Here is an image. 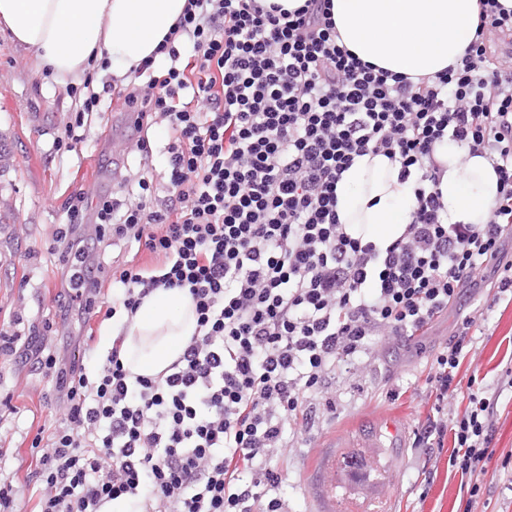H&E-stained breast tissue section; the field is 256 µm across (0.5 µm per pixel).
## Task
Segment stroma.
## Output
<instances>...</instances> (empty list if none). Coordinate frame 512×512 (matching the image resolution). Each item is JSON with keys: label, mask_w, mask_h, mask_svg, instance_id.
Instances as JSON below:
<instances>
[{"label": "stroma", "mask_w": 512, "mask_h": 512, "mask_svg": "<svg viewBox=\"0 0 512 512\" xmlns=\"http://www.w3.org/2000/svg\"><path fill=\"white\" fill-rule=\"evenodd\" d=\"M124 83L103 59L59 86L31 51L0 32V322L19 315L52 319L46 347L68 358L78 351L73 341L78 326L53 319L62 262L52 236L68 221L63 204L72 192L112 191L111 164L125 165L135 154L114 95ZM83 87L98 93L99 103L81 118L83 126H76L74 149H58L65 127L79 119L82 101L72 91ZM487 305L492 312L471 338L472 365L461 377H476L477 387L484 388L512 367V304H491L482 289L464 297L428 331L423 354L373 360L354 381L333 380L335 412L320 417L304 447L285 451L279 490L284 512H325L331 501L342 512H512V482L501 469L512 451L511 391L498 399L495 455L479 475L478 498L468 499L461 491L460 475L448 467L450 448L412 445L414 427L430 411L426 377L435 356L453 335L461 311ZM45 393L46 382L33 363L0 362V410L11 404L24 411L0 425L9 446L0 479L12 482L23 500L30 496L35 430L54 427L55 412L47 407ZM360 438L379 442L384 465L377 476L380 491L367 501L344 484L348 446Z\"/></svg>", "instance_id": "obj_1"}]
</instances>
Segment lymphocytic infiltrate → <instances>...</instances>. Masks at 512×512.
Returning <instances> with one entry per match:
<instances>
[{
	"instance_id": "obj_1",
	"label": "lymphocytic infiltrate",
	"mask_w": 512,
	"mask_h": 512,
	"mask_svg": "<svg viewBox=\"0 0 512 512\" xmlns=\"http://www.w3.org/2000/svg\"><path fill=\"white\" fill-rule=\"evenodd\" d=\"M475 40L434 77L362 63L341 43L330 0L291 12L263 0H188L155 57L120 88L133 113L137 179L116 191L73 192L54 242L65 258L60 320L135 313L159 288L187 290L197 327L164 372L131 375L121 344L95 369L38 343L35 323L0 330V355L35 358L59 416L34 438L36 512H282L274 456L310 436L318 409L334 411L330 375L359 358L401 350L424 335L480 274L512 302V58L491 36L512 37V11L478 0ZM168 121L167 195L158 199L148 131ZM486 157L498 195L485 224H452L438 184L437 143ZM381 153L415 182L413 220L386 248L346 231L336 185L355 157ZM138 245L157 258L113 265L108 248ZM112 304L99 305L103 282ZM465 314L426 383L432 414L413 447L452 440L448 464L478 496L495 450L494 397L462 389Z\"/></svg>"
}]
</instances>
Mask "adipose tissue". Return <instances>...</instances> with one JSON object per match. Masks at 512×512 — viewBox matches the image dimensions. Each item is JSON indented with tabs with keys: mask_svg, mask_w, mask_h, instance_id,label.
Here are the masks:
<instances>
[{
	"mask_svg": "<svg viewBox=\"0 0 512 512\" xmlns=\"http://www.w3.org/2000/svg\"><path fill=\"white\" fill-rule=\"evenodd\" d=\"M186 0H0V30L35 53L59 79L107 58L120 76L156 51ZM342 43L362 62L412 77H432L459 62L476 38L477 0H331ZM436 158L445 171L438 189L452 224L487 223L498 177L480 155L448 144ZM382 154L355 159L337 184V214L353 237L384 247L398 238L416 207L413 183ZM196 328L186 291L160 288L115 335L131 373L157 375L182 354Z\"/></svg>",
	"mask_w": 512,
	"mask_h": 512,
	"instance_id": "1",
	"label": "adipose tissue"
}]
</instances>
